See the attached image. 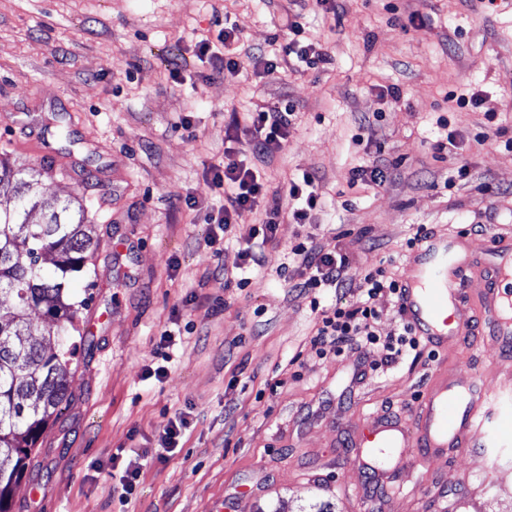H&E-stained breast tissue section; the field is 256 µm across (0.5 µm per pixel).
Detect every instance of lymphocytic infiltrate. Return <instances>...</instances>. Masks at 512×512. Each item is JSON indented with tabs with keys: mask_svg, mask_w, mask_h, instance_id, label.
I'll use <instances>...</instances> for the list:
<instances>
[{
	"mask_svg": "<svg viewBox=\"0 0 512 512\" xmlns=\"http://www.w3.org/2000/svg\"><path fill=\"white\" fill-rule=\"evenodd\" d=\"M292 40L281 44L271 42L270 53L253 56V68L258 77L274 74L276 58H283L297 69L325 71L333 63L317 41L304 42L300 36L303 27L290 22ZM238 27L214 20L213 27L201 36L196 44V56L200 61L229 73H238L240 64L234 52L240 41ZM294 107L276 105L255 107L244 117L233 118L232 128H244L248 135L247 151L228 147L224 159L213 168V184L221 190L223 202L215 215L209 216V223L218 225L221 231H230L239 223L244 213L255 207H263L265 217L262 223L251 225L241 240L242 263L238 273L224 276L225 284H236L244 288L250 283L249 274L263 267L265 256L256 250V243H271L276 238L277 228L284 216H291L294 223L309 226L313 215L323 205L319 191V178L311 171L302 172L289 181L285 192L269 190L260 171L249 162L250 157L268 156L280 151L288 141L294 125ZM297 272L305 273V280L298 286L310 291L322 286L336 288L337 296L333 307L321 309L319 300H312V310L319 316L314 324L310 340L319 356L341 355L352 345L368 346L382 344L385 363H395L399 357L417 350L420 340L410 324H403L397 336L379 341L375 324L379 317L377 305L385 295L400 296L402 287L382 266L353 268L348 254L337 251L335 244H317L312 234L306 233L291 248Z\"/></svg>",
	"mask_w": 512,
	"mask_h": 512,
	"instance_id": "1",
	"label": "lymphocytic infiltrate"
}]
</instances>
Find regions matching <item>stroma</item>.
I'll return each mask as SVG.
<instances>
[{"instance_id":"35a3bbf8","label":"stroma","mask_w":512,"mask_h":512,"mask_svg":"<svg viewBox=\"0 0 512 512\" xmlns=\"http://www.w3.org/2000/svg\"><path fill=\"white\" fill-rule=\"evenodd\" d=\"M422 24L402 29L410 13ZM299 15L333 58L326 72L281 69L258 78L215 71L195 38L228 16L246 51L287 39ZM180 60V78L169 73ZM394 85L400 100L384 96ZM479 93L477 107L449 111L448 91ZM293 102L285 147L256 159L271 190L316 172L324 207L313 232L339 242L358 268L384 266L406 282L407 242L418 228L512 240V149L477 141L492 113L512 137V0L473 10L469 0H344L340 26L309 0H0V157L40 171L45 197L82 200L97 246L74 284L89 298L80 327L91 347L65 367L70 395L31 452L11 512H215L239 491V512H512V415L501 448L424 458L407 449L389 492L353 465L340 435L369 415L411 420L420 397L452 371L512 389V362L489 337L424 346L382 365L379 349L322 358L310 345L311 298L277 273L301 231L279 224L265 266L247 288L224 285L242 245L213 252L207 217L221 202L210 168L224 156L230 116ZM75 140L35 153L52 113ZM446 117L469 174L446 186L432 144ZM372 120L376 138H360ZM398 160L379 190L352 189L359 160ZM176 332L170 362L158 350ZM166 365L163 378L151 368ZM188 422L165 461L155 457L170 418ZM142 464L134 494L119 482Z\"/></svg>"}]
</instances>
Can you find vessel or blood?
Listing matches in <instances>:
<instances>
[{
    "instance_id": "1",
    "label": "vessel or blood",
    "mask_w": 512,
    "mask_h": 512,
    "mask_svg": "<svg viewBox=\"0 0 512 512\" xmlns=\"http://www.w3.org/2000/svg\"><path fill=\"white\" fill-rule=\"evenodd\" d=\"M502 240L489 236L481 251L450 248L443 239H423L412 263L415 276L405 284L403 305L407 319L419 335L439 345L465 336L469 323L457 320L462 292L455 279L465 270H478L481 309L491 313L488 334L500 352H512V294L503 284L512 280V261L506 259ZM512 406V394L493 393L479 376L463 372L449 374L446 382L431 387L418 406L416 426L399 420L365 419L348 443L355 460L370 464L374 454L391 449L416 447L429 456H450L461 448L498 447L491 428L494 418Z\"/></svg>"
}]
</instances>
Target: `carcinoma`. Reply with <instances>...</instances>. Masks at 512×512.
<instances>
[{
	"label": "carcinoma",
	"instance_id": "cac0c4a2",
	"mask_svg": "<svg viewBox=\"0 0 512 512\" xmlns=\"http://www.w3.org/2000/svg\"><path fill=\"white\" fill-rule=\"evenodd\" d=\"M2 193L16 199L14 207H0V295L12 301L8 311L0 309V512H9L13 486L67 397L64 365L87 341L78 325L87 299L70 301V285L96 242L83 208L45 210L39 180L0 159ZM35 210L43 211L42 221L29 220ZM27 309L50 322L19 320L16 311Z\"/></svg>",
	"mask_w": 512,
	"mask_h": 512
}]
</instances>
